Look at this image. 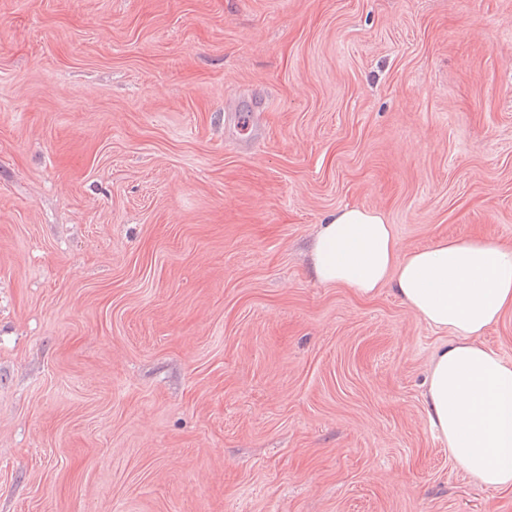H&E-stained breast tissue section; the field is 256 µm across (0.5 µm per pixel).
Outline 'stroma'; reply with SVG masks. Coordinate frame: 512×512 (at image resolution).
I'll return each mask as SVG.
<instances>
[{
  "mask_svg": "<svg viewBox=\"0 0 512 512\" xmlns=\"http://www.w3.org/2000/svg\"><path fill=\"white\" fill-rule=\"evenodd\" d=\"M344 207L512 244V0H0V512H512Z\"/></svg>",
  "mask_w": 512,
  "mask_h": 512,
  "instance_id": "stroma-1",
  "label": "stroma"
}]
</instances>
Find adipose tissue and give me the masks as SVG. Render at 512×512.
<instances>
[{"mask_svg": "<svg viewBox=\"0 0 512 512\" xmlns=\"http://www.w3.org/2000/svg\"><path fill=\"white\" fill-rule=\"evenodd\" d=\"M311 262L321 284L363 297L392 285L429 325L453 333L430 367L429 423L482 484L511 489L512 361L479 338L512 309V246L443 238L404 254L381 212L346 207L320 224Z\"/></svg>", "mask_w": 512, "mask_h": 512, "instance_id": "ef3b65f1", "label": "adipose tissue"}]
</instances>
